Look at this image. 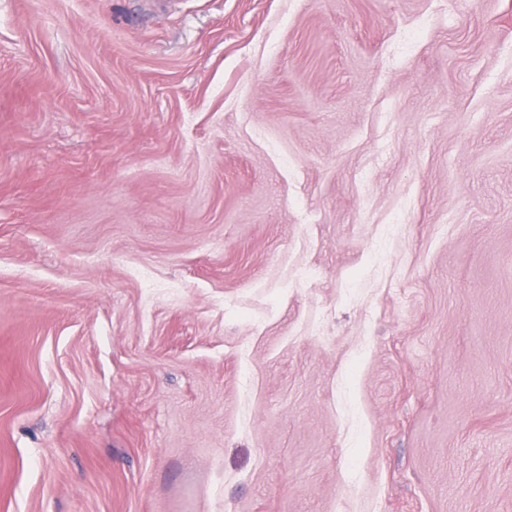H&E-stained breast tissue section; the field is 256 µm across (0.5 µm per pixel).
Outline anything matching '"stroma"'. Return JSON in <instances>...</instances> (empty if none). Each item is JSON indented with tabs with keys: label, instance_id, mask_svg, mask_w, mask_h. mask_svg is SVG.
Instances as JSON below:
<instances>
[{
	"label": "stroma",
	"instance_id": "1",
	"mask_svg": "<svg viewBox=\"0 0 512 512\" xmlns=\"http://www.w3.org/2000/svg\"><path fill=\"white\" fill-rule=\"evenodd\" d=\"M0 512H512V0H0Z\"/></svg>",
	"mask_w": 512,
	"mask_h": 512
}]
</instances>
